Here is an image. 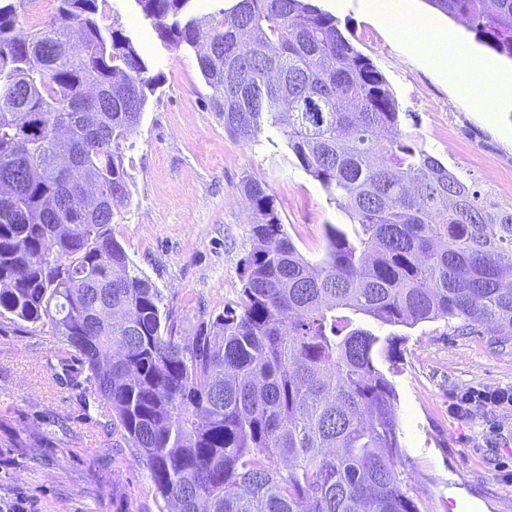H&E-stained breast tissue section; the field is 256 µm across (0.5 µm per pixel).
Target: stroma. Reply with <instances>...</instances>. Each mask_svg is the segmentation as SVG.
Here are the masks:
<instances>
[{
	"label": "stroma",
	"instance_id": "stroma-1",
	"mask_svg": "<svg viewBox=\"0 0 512 512\" xmlns=\"http://www.w3.org/2000/svg\"><path fill=\"white\" fill-rule=\"evenodd\" d=\"M312 2L385 76L406 113L402 131L485 201L512 208V96L485 107L454 89L395 23L377 17L371 0ZM404 10L512 79V59L476 41L462 19L428 0H405ZM98 21L130 34L159 79L125 151L133 196L112 234L190 341L240 299L241 265L253 247L245 181L265 184L286 234L311 263L326 257L329 225L349 234L355 226L276 130L249 143L225 132L195 53L163 45L135 0H109ZM382 333L397 347L396 363L378 366L397 396L406 490L422 512H512V406L465 419L451 410L466 388H512V331L469 334L438 319ZM54 345L45 329L0 318V512H160L136 449L106 431L80 361L50 364Z\"/></svg>",
	"mask_w": 512,
	"mask_h": 512
}]
</instances>
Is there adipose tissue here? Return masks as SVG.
I'll return each instance as SVG.
<instances>
[{"label": "adipose tissue", "instance_id": "1", "mask_svg": "<svg viewBox=\"0 0 512 512\" xmlns=\"http://www.w3.org/2000/svg\"><path fill=\"white\" fill-rule=\"evenodd\" d=\"M407 33L412 42L424 46L434 63L447 73L449 81L469 92L471 97L483 100L512 94V82L480 66L464 46L445 37L431 36L417 27L408 28Z\"/></svg>", "mask_w": 512, "mask_h": 512}]
</instances>
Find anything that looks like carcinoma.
Masks as SVG:
<instances>
[{"mask_svg": "<svg viewBox=\"0 0 512 512\" xmlns=\"http://www.w3.org/2000/svg\"><path fill=\"white\" fill-rule=\"evenodd\" d=\"M25 0H0V317L48 328L176 512H422L404 489L396 394L363 326L446 319L512 328V209L489 204L403 138L384 75L309 0H135L165 45L195 49L224 131L269 126L359 225L328 228L307 261L272 195L256 215L237 306L191 342L113 237L132 197L124 148L158 82L106 0H57L19 38ZM512 59V0H428ZM80 48L70 49L72 33Z\"/></svg>", "mask_w": 512, "mask_h": 512, "instance_id": "cac0c4a2", "label": "carcinoma"}]
</instances>
